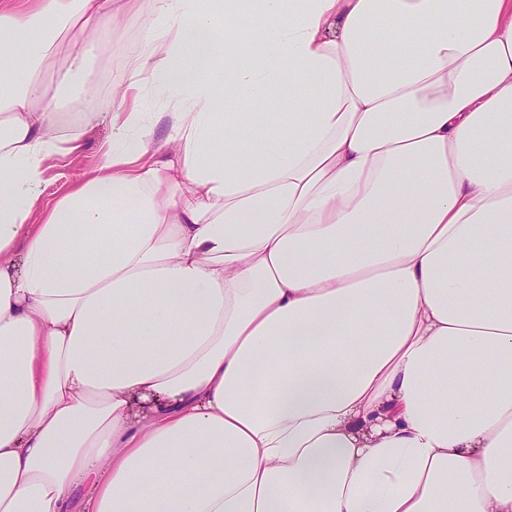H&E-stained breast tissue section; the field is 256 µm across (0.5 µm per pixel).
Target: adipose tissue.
Returning a JSON list of instances; mask_svg holds the SVG:
<instances>
[{
  "instance_id": "obj_1",
  "label": "adipose tissue",
  "mask_w": 512,
  "mask_h": 512,
  "mask_svg": "<svg viewBox=\"0 0 512 512\" xmlns=\"http://www.w3.org/2000/svg\"><path fill=\"white\" fill-rule=\"evenodd\" d=\"M147 2L46 208L131 0H0V512H512V0ZM123 75V52L120 48L112 49L105 46L93 64L88 76V81L96 89V97L100 101L108 99L105 109L110 101L112 82ZM108 135L109 128L105 124L88 127L83 137V147L78 153L65 161L51 162V167L47 171L49 186L44 196L47 204H53L75 182L84 179L104 162L100 146Z\"/></svg>"
}]
</instances>
